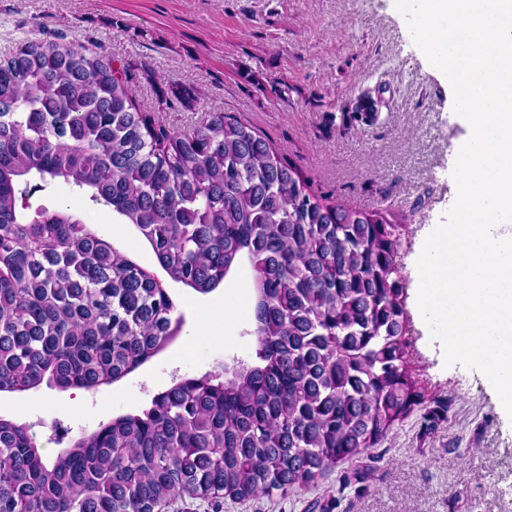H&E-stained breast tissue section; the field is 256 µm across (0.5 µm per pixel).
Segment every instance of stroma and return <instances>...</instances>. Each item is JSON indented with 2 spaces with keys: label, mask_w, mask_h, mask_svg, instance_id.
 I'll list each match as a JSON object with an SVG mask.
<instances>
[{
  "label": "stroma",
  "mask_w": 512,
  "mask_h": 512,
  "mask_svg": "<svg viewBox=\"0 0 512 512\" xmlns=\"http://www.w3.org/2000/svg\"><path fill=\"white\" fill-rule=\"evenodd\" d=\"M34 38L132 64L137 108L171 131L187 132L209 112L254 126L330 202L413 211L418 195L426 197L397 228L409 332L418 338L408 349V369L425 402L371 449L367 484H343L351 466L340 463L285 496L217 503L182 496L165 512H305L329 495L338 502L335 512H512V419L482 372L445 366L442 344L416 304L417 261L456 200L452 171L466 127L395 0H0V58ZM176 86L198 91L195 109L161 101ZM378 87L387 105L377 123L344 126L357 97ZM34 202L76 212L153 272L180 321L164 350L117 382L78 393L47 384L0 392V417L28 425L47 456L112 417L148 407L174 380H220L225 366L254 359L255 293L247 270L203 295L173 283L150 245L105 203L63 184L37 192ZM215 295L225 309L219 316L207 309ZM436 401L449 409L429 432L423 414ZM59 417L70 430L54 441L50 425Z\"/></svg>",
  "instance_id": "35a3bbf8"
}]
</instances>
